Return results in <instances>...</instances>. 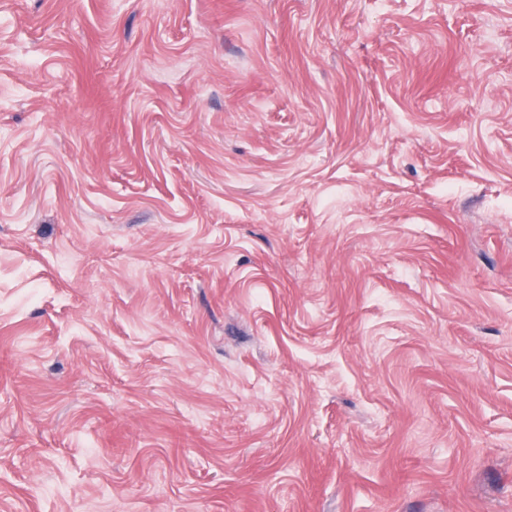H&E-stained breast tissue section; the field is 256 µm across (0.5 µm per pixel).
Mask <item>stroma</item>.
Segmentation results:
<instances>
[{
	"instance_id": "obj_1",
	"label": "stroma",
	"mask_w": 512,
	"mask_h": 512,
	"mask_svg": "<svg viewBox=\"0 0 512 512\" xmlns=\"http://www.w3.org/2000/svg\"><path fill=\"white\" fill-rule=\"evenodd\" d=\"M0 512H512V0H0Z\"/></svg>"
}]
</instances>
